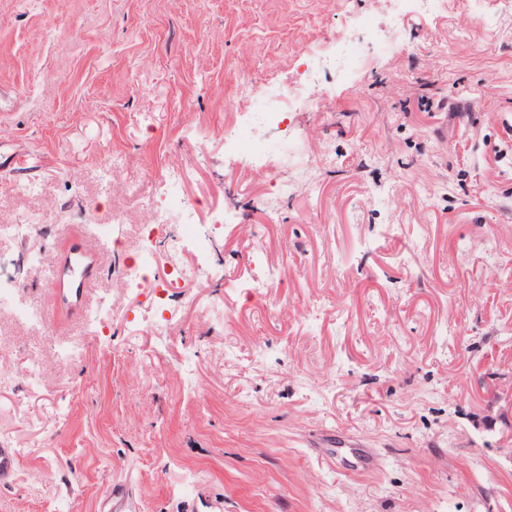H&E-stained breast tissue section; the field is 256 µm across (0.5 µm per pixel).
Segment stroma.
<instances>
[{
	"mask_svg": "<svg viewBox=\"0 0 512 512\" xmlns=\"http://www.w3.org/2000/svg\"><path fill=\"white\" fill-rule=\"evenodd\" d=\"M393 0H0V239L15 306L0 439L18 451L0 512H512V12L497 0L406 5L396 48L317 74L319 109L242 124L253 93L310 55L387 27ZM496 16L486 25L485 13ZM430 82L432 109L415 89ZM471 104L449 123L447 106ZM293 134L305 170L225 151ZM202 230L223 211L209 276L125 287L173 158ZM290 184L281 196L282 184ZM123 223H115V214ZM80 226L103 272L87 312L49 311L55 249ZM44 255L39 272L21 255ZM274 267L268 292L253 288ZM99 311L91 320L90 311ZM469 383H456L459 374ZM51 224H43L39 217L26 216L15 224H0V236L7 235L15 240H25L32 231L52 228Z\"/></svg>",
	"mask_w": 512,
	"mask_h": 512,
	"instance_id": "obj_1",
	"label": "stroma"
}]
</instances>
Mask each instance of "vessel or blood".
<instances>
[{
  "label": "vessel or blood",
  "instance_id": "b4317fda",
  "mask_svg": "<svg viewBox=\"0 0 512 512\" xmlns=\"http://www.w3.org/2000/svg\"><path fill=\"white\" fill-rule=\"evenodd\" d=\"M101 270V258L83 235L71 234L66 250L55 264L49 288L58 313L70 314L84 308L89 290ZM18 453L11 444L0 442V488L10 485L16 476Z\"/></svg>",
  "mask_w": 512,
  "mask_h": 512
}]
</instances>
